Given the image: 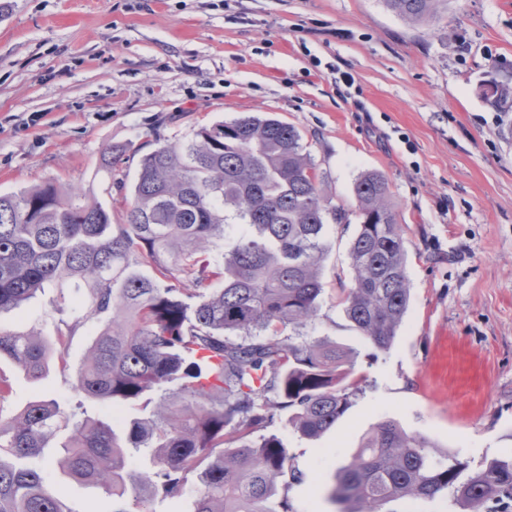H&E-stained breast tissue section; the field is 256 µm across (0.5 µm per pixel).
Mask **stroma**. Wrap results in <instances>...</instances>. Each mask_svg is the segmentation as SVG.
Listing matches in <instances>:
<instances>
[{
	"instance_id": "stroma-1",
	"label": "stroma",
	"mask_w": 512,
	"mask_h": 512,
	"mask_svg": "<svg viewBox=\"0 0 512 512\" xmlns=\"http://www.w3.org/2000/svg\"><path fill=\"white\" fill-rule=\"evenodd\" d=\"M492 78L512 88V0H448L440 21L418 25L383 0H0V193L52 182L117 219L124 192L98 171L106 146L125 147L130 185L157 142L243 112L295 125L346 211L358 175L383 173L405 228L409 313L384 352L351 326L335 295L356 227H331L307 334L350 351L367 387L319 438L271 428L303 474L280 490L291 512H338L335 477L384 420L472 471L512 455V107L483 99ZM70 319L47 287L0 314V329L53 339ZM99 329L79 328L67 367L38 382L1 361L0 414L43 400L81 418L149 416L76 390ZM44 454L64 512H112L103 489L59 470L57 449Z\"/></svg>"
}]
</instances>
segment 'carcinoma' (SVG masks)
I'll return each instance as SVG.
<instances>
[{
    "label": "carcinoma",
    "mask_w": 512,
    "mask_h": 512,
    "mask_svg": "<svg viewBox=\"0 0 512 512\" xmlns=\"http://www.w3.org/2000/svg\"><path fill=\"white\" fill-rule=\"evenodd\" d=\"M384 3L412 23L448 10V0ZM482 97L509 103L496 81ZM124 156L108 146L101 169L112 174ZM323 181L294 125L244 113L144 154L119 224L76 190L46 184L0 194V312L47 284L59 289L61 312L71 289L83 291L67 333L53 341L0 330V359L39 380L53 364L66 365L68 337L95 320L102 328L77 371V390L115 404H155L121 431L110 417L77 420L51 401L0 414V512H63L36 464L61 431L59 468L128 500L113 512H150L154 494L177 496L189 484L194 512H288L276 495L286 474L298 477L293 458L276 435L249 436L286 412L296 434L315 439L365 383L336 343L280 340L287 329L304 335L319 315L325 237L330 225L348 222ZM353 193L352 277L337 304L374 349L387 351L410 302L404 231L381 173H361ZM229 212L247 230L226 246ZM129 446L150 448L154 458L132 490L124 477ZM430 448L391 420L378 423L340 470L330 499L340 512H383L395 499L442 493L464 512L512 503V456L463 480V463Z\"/></svg>",
    "instance_id": "obj_1"
}]
</instances>
